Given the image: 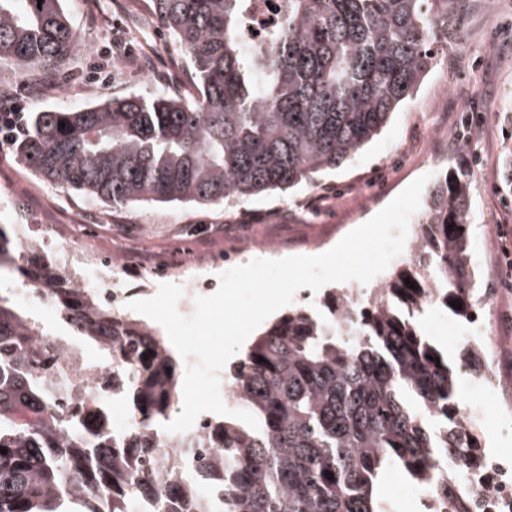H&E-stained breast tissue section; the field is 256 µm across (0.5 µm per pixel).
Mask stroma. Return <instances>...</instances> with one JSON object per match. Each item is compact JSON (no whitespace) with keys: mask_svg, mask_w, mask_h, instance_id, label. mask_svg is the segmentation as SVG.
Returning <instances> with one entry per match:
<instances>
[{"mask_svg":"<svg viewBox=\"0 0 512 512\" xmlns=\"http://www.w3.org/2000/svg\"><path fill=\"white\" fill-rule=\"evenodd\" d=\"M83 49L63 62L55 84L29 99L33 112L84 108L124 96L188 99L196 94L188 65L173 38L149 31V0H64ZM448 35L416 96L396 111L382 133L353 162L293 191L255 197L239 207L146 203L112 207L89 195L40 180L18 161L12 146H0V227L14 232L32 224H58L70 238L121 255L126 299H146L156 285L142 281L149 265L206 257L235 241L240 231L286 246L288 255L321 254L372 218L416 178L461 167L470 180V266L477 273V316L430 309L421 318L425 337L448 356L456 371L461 408L480 406L477 434L485 450L512 448V422L504 423L497 400L473 389L466 359L475 321L485 325L484 349L494 376L512 384V294L500 286L497 227L512 225V0H450ZM122 42L133 53L151 43L146 69L111 64L106 83L80 80L104 47ZM480 125H473V118ZM110 222L98 223L99 215Z\"/></svg>","mask_w":512,"mask_h":512,"instance_id":"stroma-1","label":"stroma"}]
</instances>
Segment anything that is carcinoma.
<instances>
[{
    "label": "carcinoma",
    "mask_w": 512,
    "mask_h": 512,
    "mask_svg": "<svg viewBox=\"0 0 512 512\" xmlns=\"http://www.w3.org/2000/svg\"><path fill=\"white\" fill-rule=\"evenodd\" d=\"M0 0V61L52 71L81 50L61 0ZM252 0H150L184 51L198 95L112 98L96 107L35 112L15 155L37 177L103 203H195L232 209L310 184L351 162L410 100L448 30V0H284L280 24L246 47ZM65 126H60V123ZM470 185L462 169L436 179L407 267L361 296L356 318L334 294L329 315L303 309L254 338L231 374L233 407L260 428L209 419L195 447L201 478L155 437L178 403L179 373L160 331L73 287L35 245L19 254L0 227V269L53 290L67 344L135 372L124 390L141 429L126 439L99 421L53 410V364L31 356L48 332L0 291V512H378L389 467L418 485L437 481L435 459L478 447L460 418L448 360L421 337L430 303L474 306L465 230ZM410 279L414 286L405 283ZM263 362H258V357ZM333 476L326 475V472Z\"/></svg>",
    "instance_id": "1"
}]
</instances>
